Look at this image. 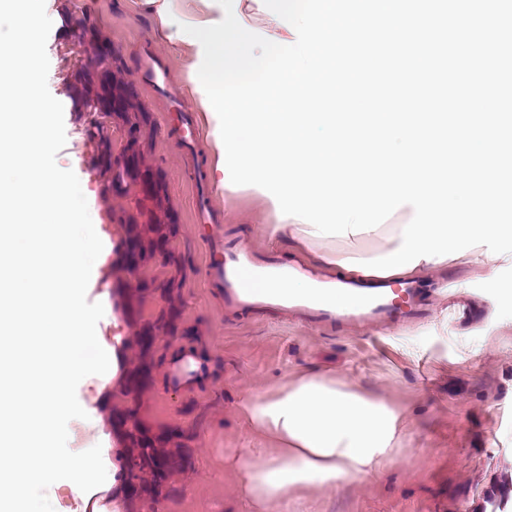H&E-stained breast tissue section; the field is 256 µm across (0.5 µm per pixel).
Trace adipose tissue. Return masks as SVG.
Masks as SVG:
<instances>
[{
  "mask_svg": "<svg viewBox=\"0 0 512 512\" xmlns=\"http://www.w3.org/2000/svg\"><path fill=\"white\" fill-rule=\"evenodd\" d=\"M43 2L0 0V512H33L37 491L68 492L71 512H127L123 451L102 415L127 342L108 300L96 310L87 302L104 239L65 174L39 164L57 151L61 108L42 95L30 49L37 29L57 26ZM263 233L316 263L341 259L335 239L302 221ZM239 413L269 445L231 462L250 512L376 475L399 461L410 429L400 404L317 369L246 396ZM63 425L94 431L95 447H64Z\"/></svg>",
  "mask_w": 512,
  "mask_h": 512,
  "instance_id": "obj_1",
  "label": "adipose tissue"
}]
</instances>
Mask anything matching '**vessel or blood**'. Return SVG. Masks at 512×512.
Segmentation results:
<instances>
[{
  "mask_svg": "<svg viewBox=\"0 0 512 512\" xmlns=\"http://www.w3.org/2000/svg\"><path fill=\"white\" fill-rule=\"evenodd\" d=\"M139 80L155 94L167 98L168 111L182 114L180 138L187 150H194L197 144L196 119L187 111L180 97L170 94L165 71L155 68L153 62H145L139 72ZM193 186V223H216L207 174L197 175ZM206 275L209 285L223 289L224 300L231 306L252 310L288 307L310 313L318 323H331L341 316L357 324L372 326L390 321L397 313L413 315L421 297L420 288L410 281L376 276L357 280L343 277L325 280L313 275L305 276L303 270L283 265L276 259L257 262L240 247L225 244L220 236L212 239ZM282 276L307 277L308 286L299 293L272 288V281Z\"/></svg>",
  "mask_w": 512,
  "mask_h": 512,
  "instance_id": "vessel-or-blood-1",
  "label": "vessel or blood"
}]
</instances>
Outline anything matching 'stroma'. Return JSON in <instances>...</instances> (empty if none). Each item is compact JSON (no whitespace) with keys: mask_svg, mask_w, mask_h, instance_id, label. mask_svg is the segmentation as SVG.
Instances as JSON below:
<instances>
[{"mask_svg":"<svg viewBox=\"0 0 512 512\" xmlns=\"http://www.w3.org/2000/svg\"><path fill=\"white\" fill-rule=\"evenodd\" d=\"M60 19L36 46L46 96L66 97L80 58L67 38L64 19L96 16L130 73H137L145 46L166 61L170 91L185 96L182 62L173 46L157 37L140 0H45ZM139 95L152 112L157 137L151 162L166 175L179 215L176 246L186 267L181 293L183 317L194 325L210 355L221 361L220 378L205 388L156 387L143 394L141 412L152 423L192 430V467L176 476L178 495L164 512H248L240 475L230 461L247 448L262 447L239 413L249 392L269 388L297 369L333 371L351 382L389 396L407 407L412 421L401 461L369 481L289 497L281 512H490L491 502L512 496V262L494 277L456 262L419 275L420 313L381 326L344 321L314 325L287 311L246 312L224 303L205 281L212 234L237 241L262 255L304 265L307 257L270 243L260 232L273 213L259 194L228 197L214 192L220 222L209 228L191 220L192 182L208 141L197 153L183 152L162 100ZM59 150L47 167L64 171L108 242L119 238L107 223L92 149L72 111L58 113Z\"/></svg>","mask_w":512,"mask_h":512,"instance_id":"35a3bbf8","label":"stroma"}]
</instances>
